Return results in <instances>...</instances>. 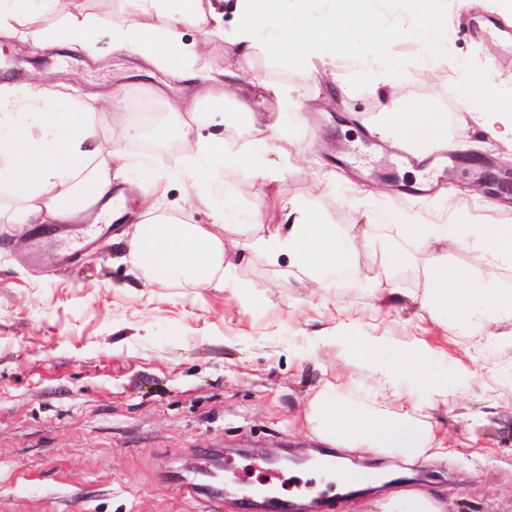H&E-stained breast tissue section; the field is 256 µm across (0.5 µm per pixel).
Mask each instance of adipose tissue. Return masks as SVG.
<instances>
[{"instance_id":"adipose-tissue-1","label":"adipose tissue","mask_w":512,"mask_h":512,"mask_svg":"<svg viewBox=\"0 0 512 512\" xmlns=\"http://www.w3.org/2000/svg\"><path fill=\"white\" fill-rule=\"evenodd\" d=\"M138 3L134 17L113 22L112 48L146 65L166 68L177 80L194 86L192 101L177 100L172 107L194 115L179 128L181 136L199 139V151L186 172L196 201L219 221L224 218V169L250 167L262 179L275 181V174L261 165L262 154L274 148V137L259 127L245 100L239 104L240 116L254 135V154L229 153L223 142L202 137V128L224 111V95L216 86L225 70L217 62L203 63L198 43L182 42V26H202L245 56L260 49L298 63L351 57L368 70L385 71L392 80L399 63L392 56H379L376 45L410 40L440 49L448 43L446 0H406L414 21L398 28L385 18L378 0H233L237 23L231 27L223 11L204 6L203 0ZM48 14L55 16V24L41 26ZM101 24L100 18L75 9L73 0H0V37L26 28L36 40L90 54ZM456 69L464 78L463 105L479 108L480 130L512 144V92L482 83L468 61H459ZM384 110L380 131L394 140L415 143L428 134L439 141L446 138L440 113H404L391 98ZM399 112L405 115L401 125L391 120ZM104 126L102 109L54 85L1 81L0 187L21 204L0 211V222L72 224L97 209L111 213L116 170L127 172L133 186L160 182L150 159H132L121 146L105 141ZM370 231L392 243L391 264L403 262L418 248L429 252L422 307L444 324L512 348V336L498 331L512 323V289L504 285L506 271L512 270L511 224H399L389 214ZM358 242L353 228L327 223L319 213L293 206L263 244L272 261L287 257L289 267L301 275L300 286L312 289L332 288L341 281L357 288L369 282L357 261ZM130 244L133 269L148 272L155 281L244 294L237 259L251 250V243L222 239L207 225L186 224L159 212L134 226ZM457 250L479 253L480 266L449 265V253ZM319 342L366 364L376 384L372 403L354 401L332 383L307 402L311 431L344 452L427 459L430 450L443 445L432 422L434 412L449 407L458 396L487 390L475 372L449 364L443 353L418 338L402 341L346 329ZM380 512H447V505L433 493L396 483L385 492Z\"/></svg>"}]
</instances>
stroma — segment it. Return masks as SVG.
Instances as JSON below:
<instances>
[{
  "label": "stroma",
  "instance_id": "obj_1",
  "mask_svg": "<svg viewBox=\"0 0 512 512\" xmlns=\"http://www.w3.org/2000/svg\"><path fill=\"white\" fill-rule=\"evenodd\" d=\"M446 53L398 41L390 52L401 68L395 97L403 108L446 114L455 138L453 167L440 176L427 158L441 150L426 140L407 146L377 132L380 92L358 64L299 65L262 51L243 56L222 39L188 24L184 42H198L209 58L235 74L237 95L206 133L225 150L248 153L253 139L238 116L237 96L248 97L258 119L279 123L284 100L300 105L298 121L281 133L266 165L287 169L267 188L249 168L229 169L224 186L232 205L217 235L250 242L283 223V202L318 211L326 222L364 229L393 212L403 224L443 221L446 208L487 224H512V199L482 186L483 172L512 177V150L480 133L476 111L459 100L458 59L475 62L486 81L512 86V18L495 0H447ZM98 52L76 55L62 74L68 91L85 98L119 90L107 131L126 152L150 156L171 173L163 202L190 224H213L210 211L188 197L181 171L198 148L196 138L156 142L155 126L190 120L169 100L190 99L184 83L163 69L140 71V60L113 52L101 36ZM61 48L33 50L20 31L0 38V73L39 83L50 76ZM265 89L253 92L251 79ZM424 158L402 167L403 153ZM432 181L429 195L411 185ZM261 208L259 224L240 212ZM141 195L127 200L123 219L101 218L104 233L63 262L64 245L40 247L36 262L21 255L20 235L0 223V512H229L185 500L159 480L168 460L200 465L202 448L224 451V478L237 487L270 482L267 457L303 456L323 445L305 421L306 401L325 382L370 394L365 365L336 355L315 336L335 335L348 317L364 330L401 340L411 336L447 351L489 384L482 397L459 399L434 422L446 456L410 466L411 481L448 500V512H512V351L478 345L476 338L439 325L415 298L425 282L415 261L387 268V242L361 239L360 259L380 281L396 280L407 296L375 317L369 290L337 283L309 292L272 266L264 250L249 252L237 270L242 288H256L252 305L221 288H186L134 277L126 262L127 233L144 218ZM275 482L285 494H312L317 512H352L375 494L335 493L311 465L283 466Z\"/></svg>",
  "mask_w": 512,
  "mask_h": 512
}]
</instances>
